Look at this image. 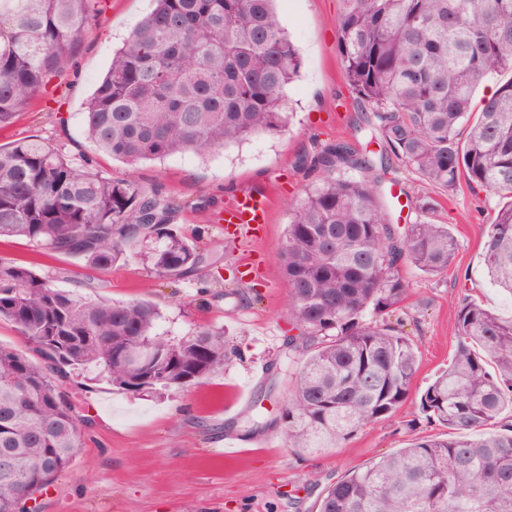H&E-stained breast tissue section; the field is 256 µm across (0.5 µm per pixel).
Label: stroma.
Returning a JSON list of instances; mask_svg holds the SVG:
<instances>
[{"label":"stroma","mask_w":512,"mask_h":512,"mask_svg":"<svg viewBox=\"0 0 512 512\" xmlns=\"http://www.w3.org/2000/svg\"><path fill=\"white\" fill-rule=\"evenodd\" d=\"M152 8V0H108L91 22L65 77L64 102L38 101L0 129V144L38 139L68 158L87 159L112 179L135 175L180 201L175 224L206 253L198 274L174 283L135 258L101 272L44 252L24 239L0 241V259L32 266L55 287L108 302L149 300L155 331L176 341L204 328L222 331L233 356L223 370L176 388L131 393L98 370L74 371L65 390L83 424L82 451L52 486L37 494L36 512H317L326 490L347 470L396 452L410 440L443 433L419 409L420 395L444 370L457 343V313L473 301L512 313V299L488 282L484 231L501 205L497 195L460 184L452 195L390 159L381 190L399 187L388 206L398 230L431 219L450 225L457 250L447 273L429 277L404 264L406 300L385 316L418 349L408 397L388 418L359 429L342 447L295 455L276 422L288 386L276 367L288 344V285L282 273L288 208L322 173L314 164L327 144L378 150L368 138L373 108L348 85L337 42L339 0H278L276 11L298 46L301 78L288 91L284 130L219 149L130 167L103 156L85 134L84 104L112 51ZM268 191L270 220L250 248L226 233L219 217L234 195ZM435 204L431 216L417 200ZM239 439L247 456L228 458L224 440Z\"/></svg>","instance_id":"obj_1"}]
</instances>
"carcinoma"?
I'll list each match as a JSON object with an SVG mask.
<instances>
[{
	"label": "carcinoma",
	"instance_id": "cac0c4a2",
	"mask_svg": "<svg viewBox=\"0 0 512 512\" xmlns=\"http://www.w3.org/2000/svg\"><path fill=\"white\" fill-rule=\"evenodd\" d=\"M153 2L86 104L97 149L135 166L281 131L302 62L275 0ZM102 6L0 0V128L64 78ZM337 34L348 83L373 106L396 158L448 194L464 178L506 199L483 255L491 284L512 295V81L473 106L491 72L512 70V0H341ZM388 160L326 146L315 160L324 180L289 211L287 307L306 335L288 338L284 433L298 455L338 447L407 398L417 350L366 314L405 300L400 264L437 276L455 258L449 225L423 221L401 238L388 224L374 174ZM180 209L158 187L105 177L38 139L0 145V239L25 238L93 270L138 254L176 282L204 261L197 242L172 225ZM158 317L149 301H95L0 260V321L37 356L0 343V456L9 455L0 512H27L26 501L78 456L81 422L64 390L71 371L94 366L112 385L139 392L185 386L230 360L223 332L172 342L155 333ZM509 406L512 317L468 302L448 368L420 397L448 436L421 437L349 470L318 512H512V428L494 431Z\"/></svg>",
	"mask_w": 512,
	"mask_h": 512
}]
</instances>
